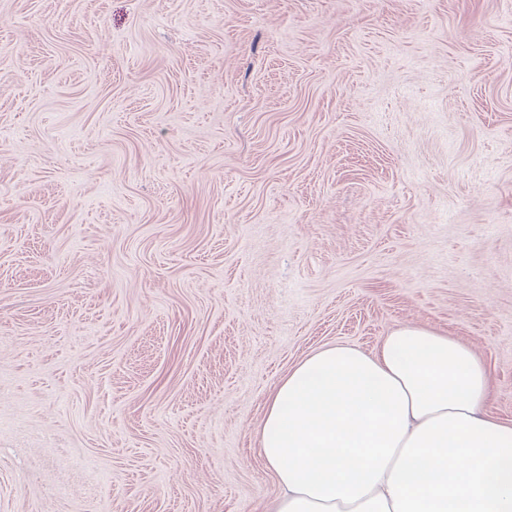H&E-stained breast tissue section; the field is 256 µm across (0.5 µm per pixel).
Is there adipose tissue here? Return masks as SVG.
<instances>
[{"instance_id": "ef3b65f1", "label": "adipose tissue", "mask_w": 512, "mask_h": 512, "mask_svg": "<svg viewBox=\"0 0 512 512\" xmlns=\"http://www.w3.org/2000/svg\"><path fill=\"white\" fill-rule=\"evenodd\" d=\"M489 390L469 346L416 324L317 350L265 405L273 512H512V422Z\"/></svg>"}]
</instances>
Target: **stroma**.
I'll return each instance as SVG.
<instances>
[{
  "label": "stroma",
  "mask_w": 512,
  "mask_h": 512,
  "mask_svg": "<svg viewBox=\"0 0 512 512\" xmlns=\"http://www.w3.org/2000/svg\"><path fill=\"white\" fill-rule=\"evenodd\" d=\"M406 322L512 421V0H0V512H267Z\"/></svg>",
  "instance_id": "stroma-1"
}]
</instances>
